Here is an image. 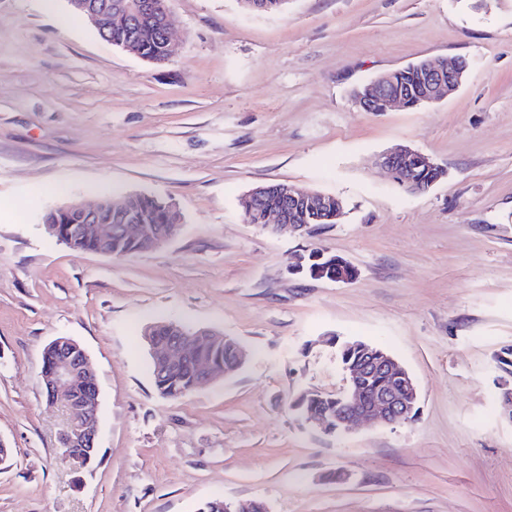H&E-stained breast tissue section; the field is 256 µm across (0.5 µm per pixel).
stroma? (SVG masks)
Instances as JSON below:
<instances>
[{
	"mask_svg": "<svg viewBox=\"0 0 512 512\" xmlns=\"http://www.w3.org/2000/svg\"><path fill=\"white\" fill-rule=\"evenodd\" d=\"M177 57L154 63L67 0H0V512H512V0H171ZM468 70L444 100L359 109L354 88L428 59ZM446 174L406 192L376 159ZM267 183L344 203L315 236L247 223ZM173 203L183 228L115 259L50 237L43 214L95 195ZM320 249L354 280L289 271ZM176 321L235 337L233 377L160 396L142 334ZM67 336L97 372L98 455L63 461L42 352ZM386 349L414 420L328 434L296 409L339 393L337 344ZM253 504L251 509L250 503ZM237 501L227 502L224 507V499H213L204 503L198 510V512H265V506L256 501Z\"/></svg>",
	"mask_w": 512,
	"mask_h": 512,
	"instance_id": "1",
	"label": "stroma"
}]
</instances>
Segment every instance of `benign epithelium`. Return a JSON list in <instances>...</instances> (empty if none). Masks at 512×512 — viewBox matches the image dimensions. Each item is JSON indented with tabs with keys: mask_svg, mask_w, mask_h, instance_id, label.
Returning a JSON list of instances; mask_svg holds the SVG:
<instances>
[{
	"mask_svg": "<svg viewBox=\"0 0 512 512\" xmlns=\"http://www.w3.org/2000/svg\"><path fill=\"white\" fill-rule=\"evenodd\" d=\"M71 8L93 25L102 38L112 40V32L127 28L143 18L159 22L167 51L156 58L159 63L175 55L172 38L170 0H68ZM468 63L456 57L438 62L422 60L417 64V84L408 89L395 85L393 73L377 76L369 85L355 91V102L369 110L399 104L410 106L416 99L434 103L462 83ZM378 164L408 192L426 191L442 177L443 168L427 155L410 147H401L382 155ZM277 192L283 200L279 208L264 210L261 226L274 234H297L310 230L308 224L295 223V217L322 221L338 219L343 204L332 194L306 192L290 185H280ZM54 222L45 225L48 234L57 241L71 246L80 238L96 245V252L112 255V217L122 220V230L136 237L141 252L156 249L175 237L181 230L180 215L174 205L168 206L165 224H140L125 200L103 198L87 205L71 202L53 211ZM327 280L349 281L357 276L356 268L348 261L336 257L328 259ZM167 340L159 343L154 338L155 326H149L144 336L150 345L151 362L156 372H164L183 365L194 366L197 386L206 385L219 377L217 371L194 359L196 348L224 339L237 355L236 364L223 372L230 375L243 364V354L236 340L209 329H192L168 322ZM47 361L41 376L51 404L62 403L68 416V429L60 439V453L65 459H78L91 463L97 456V430L99 388L96 373L86 350L74 339L59 336L45 347ZM366 359L344 369L345 388L336 396L333 418L309 412L307 418L321 427L334 426L338 433L349 431L355 422L394 424L407 422L419 412L417 386L405 368L391 355L365 351Z\"/></svg>",
	"mask_w": 512,
	"mask_h": 512,
	"instance_id": "benign-epithelium-1",
	"label": "benign epithelium"
}]
</instances>
